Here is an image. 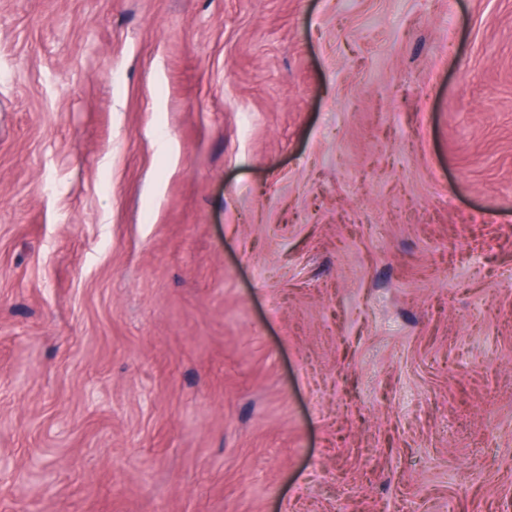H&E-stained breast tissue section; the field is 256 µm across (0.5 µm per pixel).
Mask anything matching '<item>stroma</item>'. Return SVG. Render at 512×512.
Instances as JSON below:
<instances>
[{"instance_id": "obj_1", "label": "stroma", "mask_w": 512, "mask_h": 512, "mask_svg": "<svg viewBox=\"0 0 512 512\" xmlns=\"http://www.w3.org/2000/svg\"><path fill=\"white\" fill-rule=\"evenodd\" d=\"M0 512H512V0H0Z\"/></svg>"}]
</instances>
